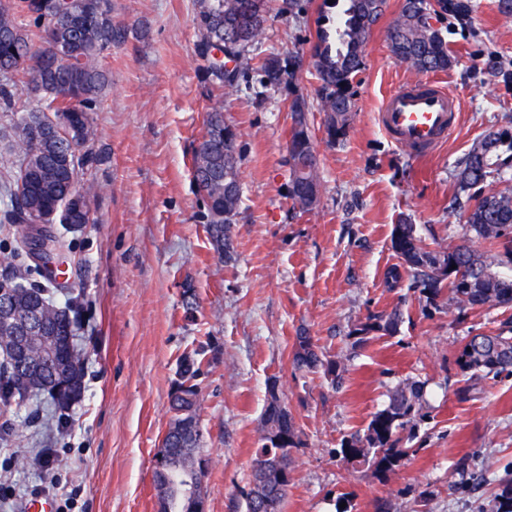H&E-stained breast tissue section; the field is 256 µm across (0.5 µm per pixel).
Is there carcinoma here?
<instances>
[{"label":"carcinoma","instance_id":"1","mask_svg":"<svg viewBox=\"0 0 512 512\" xmlns=\"http://www.w3.org/2000/svg\"><path fill=\"white\" fill-rule=\"evenodd\" d=\"M268 0H197L194 27L197 55L207 62L204 76L217 95L237 89L252 70L266 89H277L294 78L298 61L293 56L270 52L256 57L251 51L261 43L269 19ZM385 0H344L339 26L330 33L321 30L313 46L316 72L321 81V110L326 112L325 130L333 142L344 137L353 107L352 75L363 62V47L371 27L383 14ZM438 16L428 0H404L401 13L390 29V51L394 58L420 72L445 71L454 60L441 32L431 20ZM126 38L125 29L112 22V0H0V111L8 117L4 131L7 142L0 153V196L7 200L3 220L7 224H32L37 220L55 221L69 213L72 224L90 220L98 197L95 185L80 184V171L93 166L97 158L78 153V148L93 135V113L101 111L112 89V73L105 62L112 49ZM67 48L70 53L55 66L44 64L42 56L49 43ZM40 79L37 92L40 106L29 108L26 98L30 83ZM292 123L289 141L304 152L313 148L306 112L308 103L300 96L290 100ZM53 117L60 120L41 131L35 126ZM239 135L224 121L221 109L208 113L206 130L193 148V174L206 205V223L213 248L230 256L229 228L241 202ZM512 150V131L491 132L472 145L457 173L466 200L454 197V205L467 212V227L482 243L476 250L464 246L427 243L416 225L402 219L392 230V246L402 251L400 264L387 272L394 285L402 275L411 277L426 305L439 307L447 296L460 314L469 309H497L512 303V188L487 189L488 178L501 174L498 151ZM318 163L298 176L289 175V195L303 207V195L317 180ZM448 253V264L464 272L471 287L464 288L450 277L431 284L436 251ZM25 240L3 253V262L12 269L3 289L8 302L38 308L49 316H64L68 328L74 321L69 310L60 307L52 288L55 280H32L43 275L39 265L29 263ZM401 322L400 314L370 315L347 333L351 349L366 344L376 334L392 335ZM69 358V377L83 388L84 359L74 346L65 349ZM200 352L183 357L180 388L173 391L171 421L180 422V410L199 405L197 378L201 375ZM345 358L332 359L318 352L311 337L300 334L293 364L300 369L322 372L335 385L347 371ZM460 370L497 376L512 374V336L505 333H478L461 345L457 358ZM27 363L17 361L0 373V400L20 401L32 393H47L58 380L47 374L40 380L26 376ZM426 383L408 377L388 391L386 405L377 411L367 427L342 438L336 454L354 468L366 467L388 481L395 475L408 449L403 439H412L415 429L429 418ZM407 437H402V434ZM260 448L254 461L274 464L282 477L266 476L252 469L249 489L244 493L245 512H265L263 500L284 498L293 480L291 449L300 445L292 416L269 405L262 415ZM163 447L172 457L202 453L197 430L181 439L169 434ZM186 470L167 471L171 485V512L179 507L180 479ZM494 512H512V480L501 484L494 498Z\"/></svg>","mask_w":512,"mask_h":512}]
</instances>
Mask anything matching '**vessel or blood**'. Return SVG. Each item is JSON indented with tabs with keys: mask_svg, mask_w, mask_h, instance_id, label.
Returning <instances> with one entry per match:
<instances>
[{
	"mask_svg": "<svg viewBox=\"0 0 512 512\" xmlns=\"http://www.w3.org/2000/svg\"><path fill=\"white\" fill-rule=\"evenodd\" d=\"M377 122L396 146L424 156L456 129L458 101L440 83L407 81L384 99Z\"/></svg>",
	"mask_w": 512,
	"mask_h": 512,
	"instance_id": "b4317fda",
	"label": "vessel or blood"
}]
</instances>
